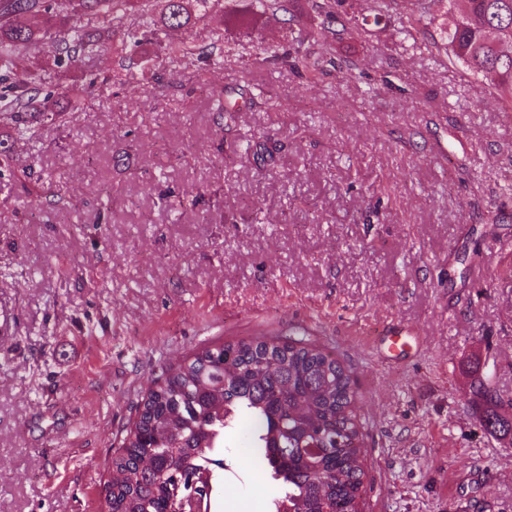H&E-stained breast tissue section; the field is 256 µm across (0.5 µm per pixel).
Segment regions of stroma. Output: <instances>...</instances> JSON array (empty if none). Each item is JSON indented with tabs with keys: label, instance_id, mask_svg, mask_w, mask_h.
I'll return each instance as SVG.
<instances>
[{
	"label": "stroma",
	"instance_id": "35a3bbf8",
	"mask_svg": "<svg viewBox=\"0 0 512 512\" xmlns=\"http://www.w3.org/2000/svg\"><path fill=\"white\" fill-rule=\"evenodd\" d=\"M176 36L224 56L141 44L145 85L104 51L64 124H0V512H101L144 390L255 340L328 349L350 376L364 512H512V447L479 425L467 370L512 397V112L434 25L328 45L280 13L228 40L213 0ZM292 37L330 52L316 79L263 65ZM241 439L210 510L272 512L285 489Z\"/></svg>",
	"mask_w": 512,
	"mask_h": 512
}]
</instances>
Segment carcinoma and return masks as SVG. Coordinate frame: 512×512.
Masks as SVG:
<instances>
[{
	"label": "carcinoma",
	"instance_id": "carcinoma-1",
	"mask_svg": "<svg viewBox=\"0 0 512 512\" xmlns=\"http://www.w3.org/2000/svg\"><path fill=\"white\" fill-rule=\"evenodd\" d=\"M404 0H371L363 24H379L396 12L409 24H440L448 59L476 78L488 80L502 108L512 112V0H423L404 12ZM323 31L345 25L362 10L359 0H309ZM211 0H161L157 18L152 0H0V116L24 136L38 125L59 124V98L79 103L99 83L88 61L112 41L131 13L145 17V29L127 28L121 49H134L150 34L169 55L207 61L223 46L197 47L168 39V31L207 15ZM285 0H225L224 33L255 31ZM93 13L104 23L85 30ZM50 53L57 71L81 70L80 83L48 86L35 61L20 70L16 61L36 48ZM273 61L310 76L321 60L293 44ZM483 401L479 424L502 438L512 423L499 417V396L484 381L473 386ZM357 393L336 358L301 343L282 348L264 341L206 348L163 371L144 395L137 419L112 457L104 507L107 512H209L211 494L224 476V432L248 425L243 448L288 491L275 512H358L363 477Z\"/></svg>",
	"mask_w": 512,
	"mask_h": 512
}]
</instances>
